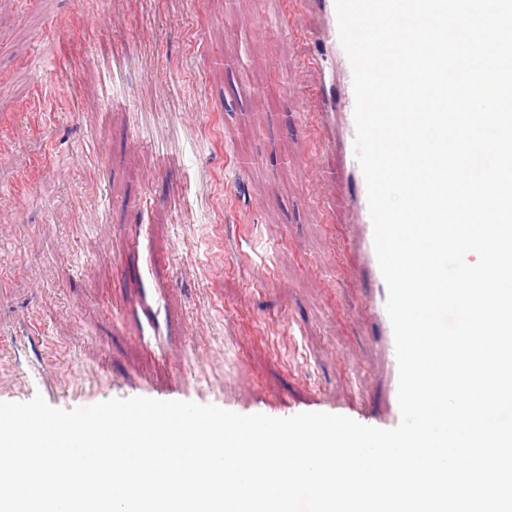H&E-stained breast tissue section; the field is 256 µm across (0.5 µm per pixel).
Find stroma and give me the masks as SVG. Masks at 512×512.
Instances as JSON below:
<instances>
[{"label": "stroma", "mask_w": 512, "mask_h": 512, "mask_svg": "<svg viewBox=\"0 0 512 512\" xmlns=\"http://www.w3.org/2000/svg\"><path fill=\"white\" fill-rule=\"evenodd\" d=\"M255 8L0 0V402L140 396L388 428L354 319L371 283L347 276L354 188L311 174V138L281 130L315 81L308 47L280 32L224 63ZM329 195L333 214L312 206Z\"/></svg>", "instance_id": "obj_1"}]
</instances>
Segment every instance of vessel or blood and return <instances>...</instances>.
I'll list each match as a JSON object with an SVG mask.
<instances>
[{
  "label": "vessel or blood",
  "mask_w": 512,
  "mask_h": 512,
  "mask_svg": "<svg viewBox=\"0 0 512 512\" xmlns=\"http://www.w3.org/2000/svg\"><path fill=\"white\" fill-rule=\"evenodd\" d=\"M319 15L321 26L316 31L324 52L313 61L325 84L343 83L345 98L325 99L321 106L306 114L300 122V130L315 129L321 150H339L342 169L359 186L352 201L355 222L350 226L348 244L360 257V263L351 273L353 279H367L375 283L374 293L366 301L360 316L373 322L378 335L374 341V358L377 369L385 380L388 398L384 408L386 419L391 423L401 420L398 405V365L392 326L386 310L388 290L381 274L373 239V224L369 214L365 178L354 154V90L353 71L340 43L335 0H257L256 13L252 18L259 30H266L272 22L287 26L290 33L308 31L310 15Z\"/></svg>",
  "instance_id": "1"
}]
</instances>
